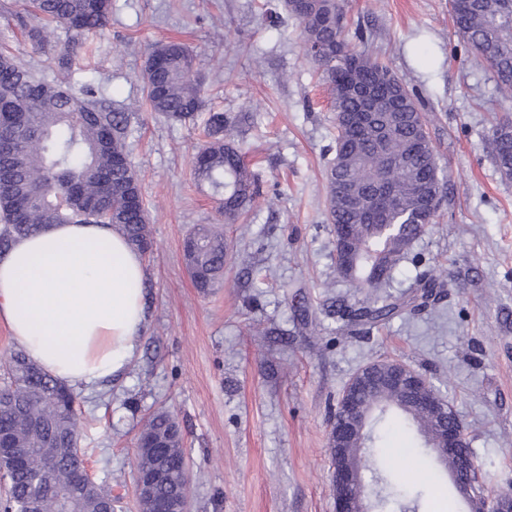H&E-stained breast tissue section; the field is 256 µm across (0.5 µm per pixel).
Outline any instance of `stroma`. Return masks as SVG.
<instances>
[{
	"instance_id": "1",
	"label": "stroma",
	"mask_w": 512,
	"mask_h": 512,
	"mask_svg": "<svg viewBox=\"0 0 512 512\" xmlns=\"http://www.w3.org/2000/svg\"><path fill=\"white\" fill-rule=\"evenodd\" d=\"M347 30L424 101L426 128L447 194L436 224L394 271L390 292L410 297L419 266L447 285L439 302L371 329L338 310L363 295L336 270L326 170L336 124L327 85L306 56L283 0H112L103 37L68 33L0 0V47L46 82L86 86L127 112L130 158L153 240L144 256L146 321L122 377L76 389L85 448L117 512H139L136 443L165 408L178 420L190 512H334L330 424L350 378L395 358L423 373L454 405L492 486L512 484V179L501 176L487 133L512 120L491 66L454 33L448 0H347ZM186 43L203 81L204 115L171 122L151 111L142 73L154 44ZM70 53L61 69L58 57ZM249 113L239 135L264 204L244 225L224 224L193 174L204 116ZM223 224L224 283L199 294L183 261L194 225ZM379 470L430 484L418 512H468L450 483L431 484L409 457L413 435L381 422Z\"/></svg>"
}]
</instances>
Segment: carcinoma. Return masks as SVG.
I'll return each instance as SVG.
<instances>
[{"label": "carcinoma", "mask_w": 512, "mask_h": 512, "mask_svg": "<svg viewBox=\"0 0 512 512\" xmlns=\"http://www.w3.org/2000/svg\"><path fill=\"white\" fill-rule=\"evenodd\" d=\"M285 9L301 24L308 56L333 96L336 112V157L327 171L328 210L333 230L348 227L351 273L348 278L368 289L366 301L352 310L361 325L386 324L404 304L380 290L412 243L435 223L439 208L429 200L442 188L437 155L426 133L425 118L405 84L365 51L351 46L345 34V0H309L308 14L284 0ZM455 32L494 71L498 91L512 96V0H450ZM35 15L66 31L102 34L109 26L112 0H29ZM151 111L185 122L203 108L201 83L193 51L169 40L149 55L143 74ZM44 82L0 49V252L18 237L33 235L52 224H107L121 232L140 252L152 248L145 205L132 208L127 196H141L138 173L129 159L128 113L102 105L92 89L78 97L58 86L39 90ZM351 86L370 91L374 118L352 130L345 114L357 103ZM210 141L199 150L194 176L216 195H238L220 209L224 223L238 224L260 196L259 184L247 169L243 151L231 134L232 119L212 112L206 119ZM499 172L512 178V124L488 132ZM69 196L62 202L59 195ZM228 244L209 224H198L183 245V258L195 287L208 292L224 274ZM9 383L1 390L19 407L0 414V474L8 480L5 506L23 512H58L56 490L69 493L73 512H102L112 490L82 478L77 455L82 427L72 409L73 390L44 374L26 354L13 351L4 360ZM358 414L367 416L369 445L374 423L390 420L420 439L418 453L431 455L430 441L439 430L435 417L418 400L397 392L362 387L355 396ZM151 437L159 450L138 452L135 470L164 458L167 480L156 489L161 498H178L186 489L181 467L185 457L180 425L167 410L143 424L138 439ZM349 463L358 483L376 471L372 455L351 443ZM53 460L51 470L44 462ZM452 458L431 460L435 480L450 478ZM378 495L385 509L401 488V512H416L421 492L412 485L394 486Z\"/></svg>", "instance_id": "obj_1"}]
</instances>
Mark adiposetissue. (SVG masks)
<instances>
[{"mask_svg":"<svg viewBox=\"0 0 512 512\" xmlns=\"http://www.w3.org/2000/svg\"><path fill=\"white\" fill-rule=\"evenodd\" d=\"M144 263L101 224H55L0 253V321L46 373L99 387L134 358Z\"/></svg>","mask_w":512,"mask_h":512,"instance_id":"adipose-tissue-1","label":"adipose tissue"}]
</instances>
